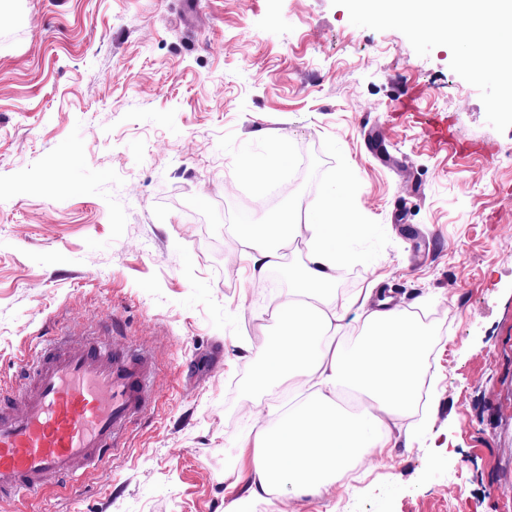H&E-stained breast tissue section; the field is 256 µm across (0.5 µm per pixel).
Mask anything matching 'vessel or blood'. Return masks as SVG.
<instances>
[{
    "label": "vessel or blood",
    "instance_id": "obj_1",
    "mask_svg": "<svg viewBox=\"0 0 512 512\" xmlns=\"http://www.w3.org/2000/svg\"><path fill=\"white\" fill-rule=\"evenodd\" d=\"M19 382L0 383V502L110 462L128 427L155 401L152 360L116 344L102 350L61 335L23 354Z\"/></svg>",
    "mask_w": 512,
    "mask_h": 512
}]
</instances>
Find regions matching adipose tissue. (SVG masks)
<instances>
[{"instance_id":"obj_1","label":"adipose tissue","mask_w":512,"mask_h":512,"mask_svg":"<svg viewBox=\"0 0 512 512\" xmlns=\"http://www.w3.org/2000/svg\"><path fill=\"white\" fill-rule=\"evenodd\" d=\"M351 189L339 180L325 203L306 218L286 213L278 224H238L236 238L250 248L251 278L284 265V249L304 235L307 261L290 272V289L272 314L277 335L257 354L256 374L267 388L313 384V391L274 424L238 436L227 452L232 467L247 470L249 495L286 489L297 497L319 496L352 480L366 458L390 455L389 421L408 417L419 402L431 351L427 331L383 291L367 289L351 304H337L336 274L361 233L350 221ZM355 310L361 333L348 341L344 320ZM351 390L372 402V410L340 408Z\"/></svg>"}]
</instances>
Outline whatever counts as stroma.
Instances as JSON below:
<instances>
[{
    "label": "stroma",
    "mask_w": 512,
    "mask_h": 512,
    "mask_svg": "<svg viewBox=\"0 0 512 512\" xmlns=\"http://www.w3.org/2000/svg\"><path fill=\"white\" fill-rule=\"evenodd\" d=\"M447 47L351 24L332 0H5L0 6V381L58 331L157 362L115 459L32 512H267L225 447L306 388L255 383L276 284L244 281L239 171L286 144L350 182L366 231L345 301L380 283L430 316L419 406L384 465L280 512H512V128L486 121ZM448 121L437 146L427 119ZM246 188L225 199L226 186Z\"/></svg>",
    "instance_id": "stroma-1"
}]
</instances>
